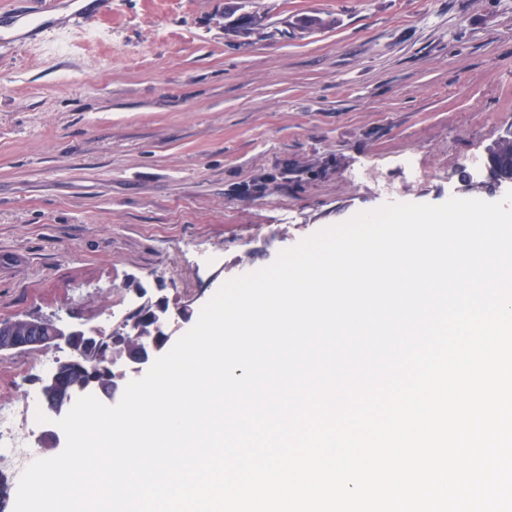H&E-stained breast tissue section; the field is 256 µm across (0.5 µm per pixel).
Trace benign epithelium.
<instances>
[{
  "mask_svg": "<svg viewBox=\"0 0 512 512\" xmlns=\"http://www.w3.org/2000/svg\"><path fill=\"white\" fill-rule=\"evenodd\" d=\"M130 292L136 295L134 306L110 331L85 328L53 316H22L0 322L1 356L23 350L63 348L72 353L77 350L83 352L82 361L60 360L54 368L36 379L50 419H60L68 413L73 396L79 389L90 387L93 392L112 398L121 391L124 379L146 368L171 339L166 333L170 321L166 301L148 297L144 288H132ZM149 307L153 308L149 316L152 331L144 335L142 317ZM117 336H129L135 340V352L115 353L113 348Z\"/></svg>",
  "mask_w": 512,
  "mask_h": 512,
  "instance_id": "7a95c632",
  "label": "benign epithelium"
}]
</instances>
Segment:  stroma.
Here are the masks:
<instances>
[{
	"label": "stroma",
	"mask_w": 512,
	"mask_h": 512,
	"mask_svg": "<svg viewBox=\"0 0 512 512\" xmlns=\"http://www.w3.org/2000/svg\"><path fill=\"white\" fill-rule=\"evenodd\" d=\"M261 25L225 33L233 14ZM325 27L303 30L305 16ZM0 46V320L110 328L142 286L191 327L227 280L394 202L463 197L512 130V0H112ZM40 351L0 407L45 403Z\"/></svg>",
	"instance_id": "stroma-1"
}]
</instances>
